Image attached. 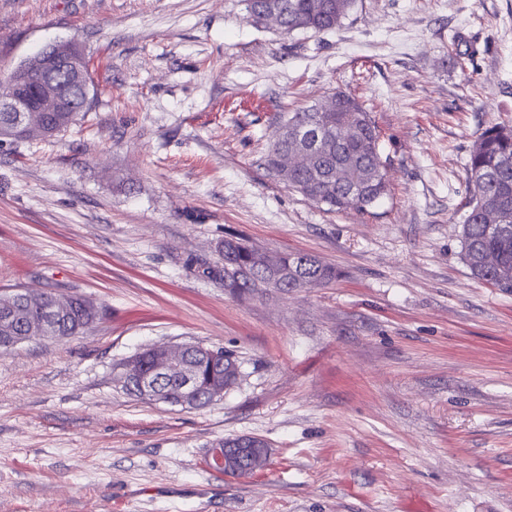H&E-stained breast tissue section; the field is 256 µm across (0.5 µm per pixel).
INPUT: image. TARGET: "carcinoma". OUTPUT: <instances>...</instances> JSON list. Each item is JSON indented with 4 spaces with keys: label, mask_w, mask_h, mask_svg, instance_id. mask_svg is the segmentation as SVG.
Here are the masks:
<instances>
[{
    "label": "carcinoma",
    "mask_w": 512,
    "mask_h": 512,
    "mask_svg": "<svg viewBox=\"0 0 512 512\" xmlns=\"http://www.w3.org/2000/svg\"><path fill=\"white\" fill-rule=\"evenodd\" d=\"M255 24L276 13L281 32L321 33L340 26L355 0H244ZM77 119L73 112H37L29 116L25 141L48 139L66 131ZM380 134L372 117L352 96L336 92L328 107L314 106L294 112L261 159L270 176H278L289 156L305 145L308 159L290 167L288 183L304 197L332 210L366 212L387 194L381 160ZM468 200L463 216L461 258L478 280L503 292L512 290V128L492 126L474 143L468 161ZM224 265L206 266L202 274L224 282L233 293L260 288L288 291L305 281L326 286L336 281V267L301 253H275L267 270L252 274L251 249L238 237L222 242ZM88 299L59 294L48 316L44 304L28 301L11 290L0 293V313L14 314L13 324H0V336L37 332L51 322L56 335L66 339L93 328L99 309L86 307ZM237 362L196 363L201 393L235 375Z\"/></svg>",
    "instance_id": "carcinoma-1"
}]
</instances>
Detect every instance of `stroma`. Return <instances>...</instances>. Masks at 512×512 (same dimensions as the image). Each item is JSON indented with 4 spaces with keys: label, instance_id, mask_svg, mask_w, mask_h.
<instances>
[{
    "label": "stroma",
    "instance_id": "obj_1",
    "mask_svg": "<svg viewBox=\"0 0 512 512\" xmlns=\"http://www.w3.org/2000/svg\"><path fill=\"white\" fill-rule=\"evenodd\" d=\"M67 39L95 101L0 143V292L102 318L0 353V512H512V293L460 258L470 151L512 125V0H355L291 36L243 0H0V72ZM335 91L380 131L365 213L260 164ZM228 234L341 276L231 294L200 271ZM162 343L224 348L238 385L200 409L128 394L120 365ZM235 435L267 442L263 471L206 466Z\"/></svg>",
    "mask_w": 512,
    "mask_h": 512
}]
</instances>
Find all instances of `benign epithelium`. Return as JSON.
I'll return each mask as SVG.
<instances>
[{"mask_svg":"<svg viewBox=\"0 0 512 512\" xmlns=\"http://www.w3.org/2000/svg\"><path fill=\"white\" fill-rule=\"evenodd\" d=\"M63 72L70 85L87 84L85 57L80 47L71 41L55 42L41 48L5 77L4 92L0 94V112H71L73 104L66 88L53 75ZM196 349L198 356L216 351L212 346L186 343L177 347L154 346L131 357L122 366V379L131 380L133 394L144 401L182 408H194L200 402L198 381L188 362L186 350ZM177 379L178 389L167 392L162 381ZM257 450V443L244 439L239 447L224 443L210 450L208 463L227 476L238 477L241 469Z\"/></svg>","mask_w":512,"mask_h":512,"instance_id":"obj_1","label":"benign epithelium"}]
</instances>
